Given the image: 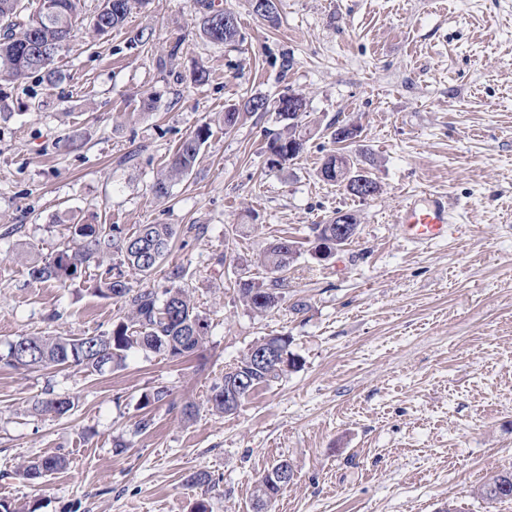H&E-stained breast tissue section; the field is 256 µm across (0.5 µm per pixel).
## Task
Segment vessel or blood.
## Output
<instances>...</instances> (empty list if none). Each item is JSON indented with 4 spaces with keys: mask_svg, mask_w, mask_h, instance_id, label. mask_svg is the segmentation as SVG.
<instances>
[{
    "mask_svg": "<svg viewBox=\"0 0 512 512\" xmlns=\"http://www.w3.org/2000/svg\"><path fill=\"white\" fill-rule=\"evenodd\" d=\"M451 222L447 196L431 190L406 197L396 216L400 235L415 244L446 239Z\"/></svg>",
    "mask_w": 512,
    "mask_h": 512,
    "instance_id": "1",
    "label": "vessel or blood"
}]
</instances>
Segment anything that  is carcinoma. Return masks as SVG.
Instances as JSON below:
<instances>
[{
  "label": "carcinoma",
  "instance_id": "carcinoma-1",
  "mask_svg": "<svg viewBox=\"0 0 512 512\" xmlns=\"http://www.w3.org/2000/svg\"><path fill=\"white\" fill-rule=\"evenodd\" d=\"M22 0H0V72L20 79L31 72H42L48 82L59 79L53 68L56 53L74 32L81 17V0H41L37 13L22 16ZM251 12L258 19L274 24L278 21L275 0H267L262 6L257 0H248ZM148 0H102L98 11L91 17L89 25L97 34L116 30L124 26L128 16L146 6ZM198 20L201 35L214 45L231 46L238 41L240 27H224V15L231 11L217 8L214 3L201 4ZM277 109L278 116L286 121L285 130L271 133L266 142V152H274L280 162H288L303 152L305 145L317 129L304 123L306 102L296 99L294 111H288V96L283 95L272 102L262 95H254L232 105L224 113V123L231 126L243 113L266 112L269 107ZM210 130L206 126L197 128L178 145L174 156L167 163L165 172L152 185L159 198L169 193L170 184L188 176L194 169L201 148L207 141ZM320 173L324 180L348 189L346 182L363 180L378 192L377 182L366 168L353 160L332 154L324 161ZM342 212L312 227L314 249L325 246L337 251L348 239L333 236L335 224ZM113 228L106 224H72L68 240L59 244L51 253L29 265L28 275L36 283L49 281L64 284L78 278L83 270L94 264L106 267L97 278L93 292L103 298L122 302L127 316L112 324V329L91 336H27L29 353H14L8 347L6 358L16 368L37 369L58 366H78L90 372H101L100 361L111 369L126 364L129 353L142 350L158 354L169 352L178 358L191 355L208 340L210 324L200 314L186 289L167 288L159 293L153 288L132 286L128 272L132 271L145 281L165 262L171 251L174 229L169 224H141L132 234L116 237ZM119 256L114 262L113 256ZM300 255L296 242L288 241V250H282L280 241L268 245L260 257L261 265L275 275L272 288L287 281L288 270ZM266 285L259 281L246 280L240 284V298L244 305L256 313H266L278 307L280 299L264 293ZM279 345L286 368L277 370L257 366L249 355H244L237 365L224 374L221 382L209 390L207 403L211 412L224 415L237 410L240 401L254 390L269 385L286 372L298 367L299 359L291 353V337L282 334L270 337ZM74 407L68 397H53L39 400L34 409L43 414L63 416ZM66 459L60 455H48L28 461L19 467L16 474L24 480L42 479L62 469ZM293 472L291 463L279 460L267 469L258 480L254 490L253 509L260 508L263 499H276L281 488L268 485L269 474L282 467ZM188 484L209 491L215 485L207 470L194 472ZM474 495L489 504L512 499V471L499 472L487 483L474 490Z\"/></svg>",
  "mask_w": 512,
  "mask_h": 512
}]
</instances>
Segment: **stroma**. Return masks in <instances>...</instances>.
<instances>
[{
    "label": "stroma",
    "mask_w": 512,
    "mask_h": 512,
    "mask_svg": "<svg viewBox=\"0 0 512 512\" xmlns=\"http://www.w3.org/2000/svg\"><path fill=\"white\" fill-rule=\"evenodd\" d=\"M214 3L237 15L236 46L200 36L197 0H150L109 34L77 25L56 83L0 77V500L13 512H191L204 497L212 512H253L256 481L285 459L294 477L269 512H512V500L472 494L512 468V0H277L274 27L248 0ZM144 27L153 42L129 43ZM199 64L211 72L201 85ZM289 92L319 127L358 126L356 141L315 136L278 171L265 155L275 111L225 130L227 105ZM205 124L193 173L157 198V175ZM334 150L360 160L378 193L362 200L323 181ZM426 189L448 196L456 222L447 239L412 244L396 210ZM339 211L357 214V232L318 259L310 227ZM77 223L123 235L172 225L147 285L164 291L171 267L184 270L211 323L204 347L135 351L101 375L4 361L16 337L85 336L123 317L93 293L97 268L67 287L27 275L28 258ZM279 238L301 253L282 303L258 316L238 285L267 280L257 257ZM280 334L297 369L212 414L210 387ZM160 386L168 397L144 404ZM57 395L73 401L68 414L34 411ZM48 454L66 468L35 484L16 476ZM200 469L216 481L206 493L187 484Z\"/></svg>",
    "instance_id": "1"
}]
</instances>
